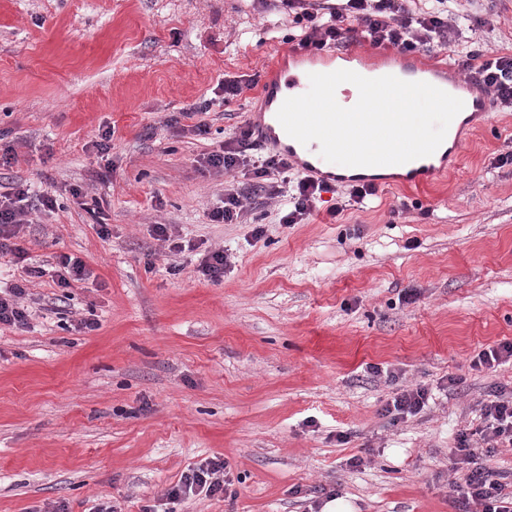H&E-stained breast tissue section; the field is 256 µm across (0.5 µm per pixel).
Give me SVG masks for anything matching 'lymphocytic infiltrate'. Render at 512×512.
<instances>
[{
	"instance_id": "lymphocytic-infiltrate-1",
	"label": "lymphocytic infiltrate",
	"mask_w": 512,
	"mask_h": 512,
	"mask_svg": "<svg viewBox=\"0 0 512 512\" xmlns=\"http://www.w3.org/2000/svg\"><path fill=\"white\" fill-rule=\"evenodd\" d=\"M281 4L288 9L300 8L302 18L309 22L310 28L300 40L304 48L338 47L356 33L372 46H391L402 53L428 52L448 44V0H432L431 7L421 12L414 11L409 0H333L326 6L321 0H281ZM462 66L483 94L512 105V54L487 59L482 51L470 50ZM257 148L251 126H240L231 141L204 157L201 167L209 173L228 175L242 166H251L253 188L271 198L281 197L283 189L274 180L287 172L288 161L277 155L256 159L253 153ZM326 189L325 183L313 178H298L291 207L281 215V223L305 220ZM55 204L49 195L32 197L27 185L21 183L0 192V258L25 260L27 251L16 244V237L30 223L33 213L54 208ZM483 419L477 432H463L457 437L451 464L453 469L463 470L464 476L461 481L450 482L449 493L459 512H512V495L507 494L502 475L485 463L497 449L512 447V389L499 386L493 390L483 406ZM226 467L225 461L217 460L187 469L169 491V498L182 499L199 488L212 496L225 494Z\"/></svg>"
}]
</instances>
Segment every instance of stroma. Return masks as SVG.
<instances>
[{"instance_id":"stroma-1","label":"stroma","mask_w":512,"mask_h":512,"mask_svg":"<svg viewBox=\"0 0 512 512\" xmlns=\"http://www.w3.org/2000/svg\"><path fill=\"white\" fill-rule=\"evenodd\" d=\"M453 26L422 61L512 52V0H457ZM304 30L277 0H0L4 173L56 201L19 243L91 272L35 280L29 327L0 326V512H314L321 488L350 512H459L456 437L481 426L491 385L512 388V361L469 367L512 341V164L493 165L512 152V107L488 101L431 184L379 186L364 207L326 193L299 224L261 194L242 223H213L226 178L198 161L259 93L219 84L263 80ZM158 224L190 249L169 251ZM218 249L212 282L199 264ZM87 317L96 330L78 329ZM419 383L428 408L391 424L384 406ZM216 460L226 495L169 499ZM226 257L224 250H215L206 255L200 262L199 270L210 281L216 282L224 277ZM53 282L60 288H70L88 275L86 263L80 257L60 255L56 262ZM512 359V341H504L496 346L480 351L472 360V370L482 371L483 369L494 368L503 362Z\"/></svg>"}]
</instances>
